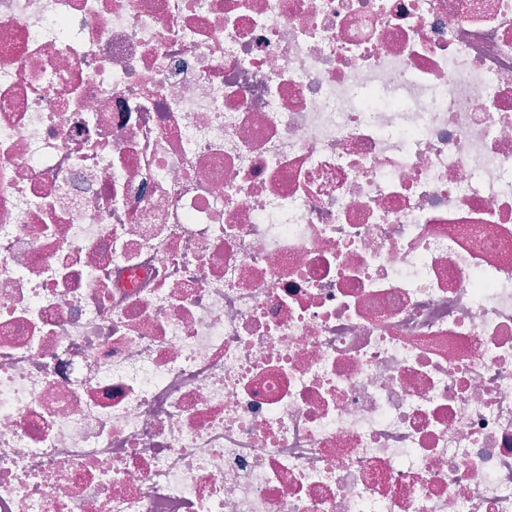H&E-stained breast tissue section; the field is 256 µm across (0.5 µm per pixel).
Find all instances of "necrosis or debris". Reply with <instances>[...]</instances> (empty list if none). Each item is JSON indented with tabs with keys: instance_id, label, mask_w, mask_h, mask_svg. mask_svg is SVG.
Here are the masks:
<instances>
[{
	"instance_id": "obj_1",
	"label": "necrosis or debris",
	"mask_w": 512,
	"mask_h": 512,
	"mask_svg": "<svg viewBox=\"0 0 512 512\" xmlns=\"http://www.w3.org/2000/svg\"><path fill=\"white\" fill-rule=\"evenodd\" d=\"M0 512H512V0H0Z\"/></svg>"
}]
</instances>
